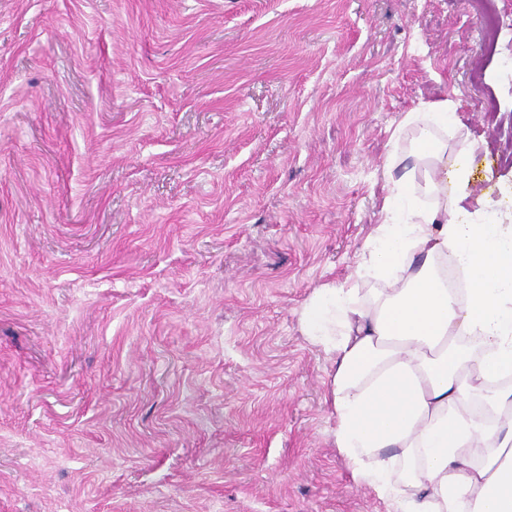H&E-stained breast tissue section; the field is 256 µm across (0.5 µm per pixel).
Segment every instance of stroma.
I'll list each match as a JSON object with an SVG mask.
<instances>
[{
  "instance_id": "35a3bbf8",
  "label": "stroma",
  "mask_w": 512,
  "mask_h": 512,
  "mask_svg": "<svg viewBox=\"0 0 512 512\" xmlns=\"http://www.w3.org/2000/svg\"><path fill=\"white\" fill-rule=\"evenodd\" d=\"M447 98L512 218V0H0V512H385L301 311Z\"/></svg>"
}]
</instances>
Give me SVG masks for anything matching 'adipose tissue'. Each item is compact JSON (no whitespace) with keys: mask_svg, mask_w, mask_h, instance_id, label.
Returning a JSON list of instances; mask_svg holds the SVG:
<instances>
[{"mask_svg":"<svg viewBox=\"0 0 512 512\" xmlns=\"http://www.w3.org/2000/svg\"><path fill=\"white\" fill-rule=\"evenodd\" d=\"M400 127L414 170L389 179L354 276L301 312L333 361L336 446L387 512H512V224L464 205L475 146L453 102Z\"/></svg>","mask_w":512,"mask_h":512,"instance_id":"obj_1","label":"adipose tissue"}]
</instances>
